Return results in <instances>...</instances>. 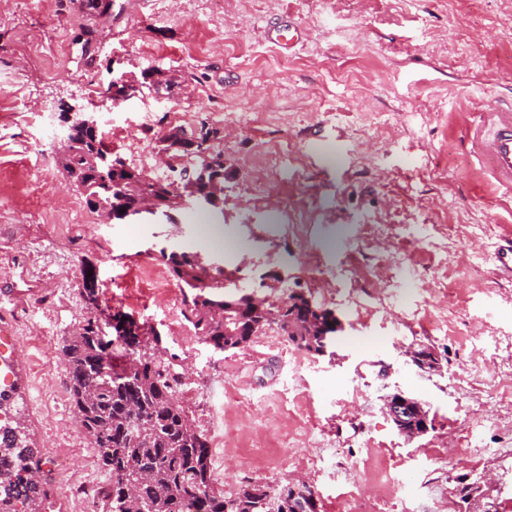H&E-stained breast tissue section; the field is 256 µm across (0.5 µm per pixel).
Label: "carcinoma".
<instances>
[{"mask_svg":"<svg viewBox=\"0 0 512 512\" xmlns=\"http://www.w3.org/2000/svg\"><path fill=\"white\" fill-rule=\"evenodd\" d=\"M211 163L191 166V175L206 187L212 178L224 182V156L210 145ZM106 151L102 131L76 127L67 147L58 152L63 174L94 212L103 208L118 216L139 205L132 183L146 174L114 159L112 192L96 178L95 162ZM170 277L183 288L184 315L195 336L223 352L244 349L257 334L276 326L295 349L321 355V337L296 336L304 316L320 312L323 323H336L333 312L311 303L306 295H289L260 309L255 289L224 284V269L213 268L188 251H159ZM81 296L87 305L82 324L62 346L69 375V401L85 438L97 452L98 464L111 477L104 512H315V488L306 481L271 484L260 479L241 484L231 494L216 486L212 454L205 434L176 390L177 356L159 351L140 353L136 347L150 334L129 314L112 313V326L95 310L96 280L85 277ZM124 330L121 353L135 360L114 367V341L108 330ZM157 336V333L150 334ZM0 457L15 461L0 467V512H39L42 487L27 476L34 471V449L17 408L16 397L0 392Z\"/></svg>","mask_w":512,"mask_h":512,"instance_id":"1","label":"carcinoma"}]
</instances>
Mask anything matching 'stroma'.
Returning a JSON list of instances; mask_svg holds the SVG:
<instances>
[{
  "instance_id": "35a3bbf8",
  "label": "stroma",
  "mask_w": 512,
  "mask_h": 512,
  "mask_svg": "<svg viewBox=\"0 0 512 512\" xmlns=\"http://www.w3.org/2000/svg\"><path fill=\"white\" fill-rule=\"evenodd\" d=\"M128 15L83 0H0V280L38 288L0 309V355L15 359L30 439L42 462V512H78L74 488L110 477L77 434L64 340L85 315L93 270L103 308L159 331L200 398L232 383L239 401L218 427L228 448L255 452L230 470L225 493L252 479L310 480L321 512H446L441 489L477 484L471 512H512V279L495 274L499 235L512 232V189L493 178L475 143L492 109L512 112V0H127ZM289 15L307 39L295 53L263 28ZM162 68L171 92L119 103L113 156L152 177L157 139L172 127L219 128L222 208L179 206L178 224H118L90 211L62 174L63 107L102 111L113 74ZM45 111L48 124L31 121ZM276 169L253 191L258 167ZM307 196L305 238L287 233L273 194ZM177 247L232 268L245 282L281 270L287 289L335 312L344 329L326 355L298 351L267 330L257 352L183 346V299L159 260ZM325 270L315 278L306 254ZM385 284L386 303L365 290ZM438 351L424 372L409 348ZM469 371L466 384L456 376ZM404 392L434 428L406 441L384 408ZM63 450L69 469L51 465Z\"/></svg>"
}]
</instances>
